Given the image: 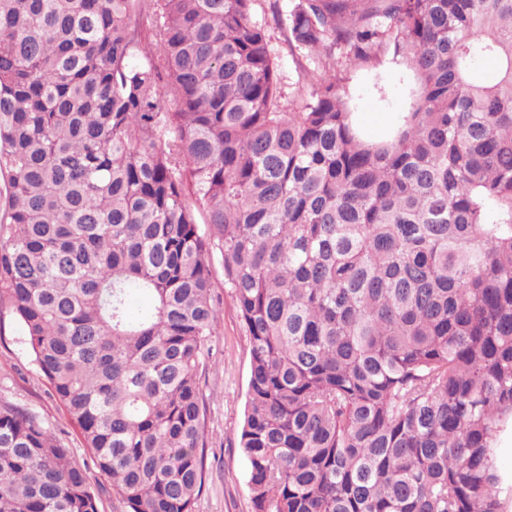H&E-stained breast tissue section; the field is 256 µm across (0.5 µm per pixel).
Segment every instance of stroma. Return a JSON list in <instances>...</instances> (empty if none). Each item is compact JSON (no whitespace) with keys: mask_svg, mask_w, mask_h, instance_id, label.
<instances>
[{"mask_svg":"<svg viewBox=\"0 0 512 512\" xmlns=\"http://www.w3.org/2000/svg\"><path fill=\"white\" fill-rule=\"evenodd\" d=\"M254 17L268 26L284 96H296L300 54L290 52L285 29L273 24L269 0H255ZM412 84L404 57L394 55L389 48L380 52L376 62L348 69L343 87L351 98L360 130L373 139L387 137L401 113L408 109ZM212 276L224 318L217 336L208 344L201 377L206 407L204 487L195 512H253L247 464L237 440L247 400L249 341L231 294L224 287L221 260H214ZM0 401L12 403L42 421L69 448L74 460L87 467L98 512H126L109 480L94 468L90 451L48 381L33 364L22 343L21 328L7 312L0 314Z\"/></svg>","mask_w":512,"mask_h":512,"instance_id":"35a3bbf8","label":"stroma"}]
</instances>
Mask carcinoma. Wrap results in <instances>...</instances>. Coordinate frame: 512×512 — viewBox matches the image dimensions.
I'll list each match as a JSON object with an SVG mask.
<instances>
[{
  "instance_id": "obj_1",
  "label": "carcinoma",
  "mask_w": 512,
  "mask_h": 512,
  "mask_svg": "<svg viewBox=\"0 0 512 512\" xmlns=\"http://www.w3.org/2000/svg\"><path fill=\"white\" fill-rule=\"evenodd\" d=\"M253 2L0 0V311L127 512L202 493L216 255L254 512H509L512 0H296L298 106ZM390 44L416 87L375 141L342 73ZM0 512H98L8 402Z\"/></svg>"
}]
</instances>
